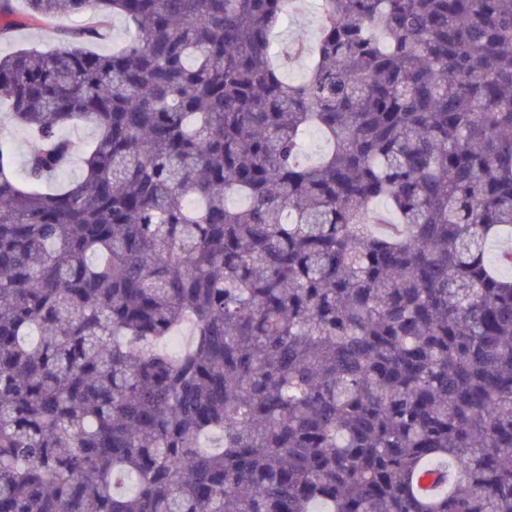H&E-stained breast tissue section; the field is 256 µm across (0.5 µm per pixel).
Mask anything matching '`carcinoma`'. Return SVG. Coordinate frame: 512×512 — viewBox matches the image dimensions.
<instances>
[{"instance_id":"carcinoma-1","label":"carcinoma","mask_w":512,"mask_h":512,"mask_svg":"<svg viewBox=\"0 0 512 512\" xmlns=\"http://www.w3.org/2000/svg\"><path fill=\"white\" fill-rule=\"evenodd\" d=\"M25 2L0 512H512V0H320L298 82L293 0ZM65 41L44 26L27 25L19 27L10 41H0V53L7 54L22 48L59 47Z\"/></svg>"}]
</instances>
